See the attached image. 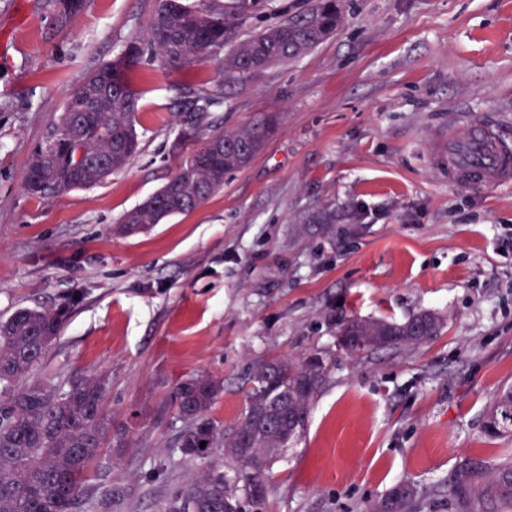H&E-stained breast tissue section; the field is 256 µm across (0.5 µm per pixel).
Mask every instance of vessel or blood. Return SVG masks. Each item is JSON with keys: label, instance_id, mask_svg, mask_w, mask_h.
<instances>
[{"label": "vessel or blood", "instance_id": "obj_1", "mask_svg": "<svg viewBox=\"0 0 512 512\" xmlns=\"http://www.w3.org/2000/svg\"><path fill=\"white\" fill-rule=\"evenodd\" d=\"M448 183L482 190L512 183V146L490 125L473 121L449 125Z\"/></svg>", "mask_w": 512, "mask_h": 512}]
</instances>
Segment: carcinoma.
I'll list each match as a JSON object with an SVG mask.
<instances>
[{
    "mask_svg": "<svg viewBox=\"0 0 512 512\" xmlns=\"http://www.w3.org/2000/svg\"><path fill=\"white\" fill-rule=\"evenodd\" d=\"M85 2L55 0L57 23L82 11ZM262 6L263 0H158L144 38L129 43L69 95L57 126L29 159L24 189L35 186V195L52 197L99 184L125 168L138 147L139 92L132 71L146 56L167 71L203 63L224 50L230 27L253 18ZM341 24L336 0H314L304 12L239 44L222 60L224 75L233 79L295 60ZM190 96L179 113L177 139L207 131L206 145L186 155L161 190L123 215L119 233H143L195 209L274 133L270 117L221 131L209 112L213 94ZM76 303L73 296L55 307H19L0 319V512H82L83 487L99 448L108 438L124 447L125 430L112 428L104 408V378L67 387H17L56 343ZM443 327L444 320L431 311L404 322L351 316L340 322L338 335L349 338L347 355L362 358L380 349L426 344ZM329 373L330 363L320 353L256 361L246 381V411L228 431L211 413L223 381L199 373L179 382L170 396L182 423L177 448L198 471L164 512H266L271 466L305 433ZM485 430L492 437L512 434V386L494 396ZM226 457L235 465L224 468ZM477 470L465 467L449 489L461 509L471 512L475 499L476 512H512V458L498 463L478 489L472 481ZM367 512H419L416 491L400 483Z\"/></svg>",
    "mask_w": 512,
    "mask_h": 512,
    "instance_id": "carcinoma-1",
    "label": "carcinoma"
}]
</instances>
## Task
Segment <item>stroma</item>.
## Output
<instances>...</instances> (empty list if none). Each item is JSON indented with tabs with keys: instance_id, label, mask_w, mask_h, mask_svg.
Instances as JSON below:
<instances>
[{
	"instance_id": "stroma-1",
	"label": "stroma",
	"mask_w": 512,
	"mask_h": 512,
	"mask_svg": "<svg viewBox=\"0 0 512 512\" xmlns=\"http://www.w3.org/2000/svg\"><path fill=\"white\" fill-rule=\"evenodd\" d=\"M311 0H267L233 27L232 50ZM157 0H88L57 28L53 0H0V317L82 298L41 364L19 382H108L128 447L104 443L85 495L96 512H162L194 463L175 446L170 394L206 372L212 413L246 410L251 365L332 358L306 434L272 468L268 512H365L397 484L421 512H459L448 485L485 468L512 437L485 431L512 385V184H448L449 122L494 123L512 140V0H338L343 25L302 57L223 83L221 60L171 75L142 64L139 151L103 183L47 199L26 164L68 95L144 31ZM222 89L226 131L278 126L251 163L196 209L122 236V215L162 188L185 87ZM445 319L434 341L355 360L336 345L346 317Z\"/></svg>"
}]
</instances>
